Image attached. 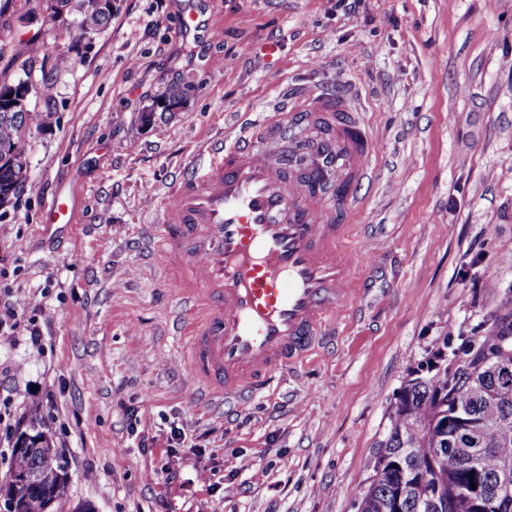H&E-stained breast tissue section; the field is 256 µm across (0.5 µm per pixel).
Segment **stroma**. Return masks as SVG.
<instances>
[{"mask_svg":"<svg viewBox=\"0 0 512 512\" xmlns=\"http://www.w3.org/2000/svg\"><path fill=\"white\" fill-rule=\"evenodd\" d=\"M201 6L211 31L185 43L174 0H116L88 39L46 0H0V82L30 76L32 110L51 113L0 209V292L19 303L0 335V477L32 429L68 473L61 512H358L410 373L484 334L512 292V0ZM60 52L74 64L59 73ZM339 78L378 144L345 249L358 291L272 395L202 403L139 228L208 142L273 112L287 85ZM167 88L183 94L169 112ZM56 195L74 199V223L45 226ZM173 425L188 446L169 445Z\"/></svg>","mask_w":512,"mask_h":512,"instance_id":"obj_1","label":"stroma"}]
</instances>
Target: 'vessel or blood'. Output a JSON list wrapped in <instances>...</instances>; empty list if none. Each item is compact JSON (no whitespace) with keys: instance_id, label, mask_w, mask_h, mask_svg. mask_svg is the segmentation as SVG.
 Here are the masks:
<instances>
[{"instance_id":"b4317fda","label":"vessel or blood","mask_w":512,"mask_h":512,"mask_svg":"<svg viewBox=\"0 0 512 512\" xmlns=\"http://www.w3.org/2000/svg\"><path fill=\"white\" fill-rule=\"evenodd\" d=\"M195 0H181L178 39H200ZM311 134L312 158L279 174L294 129ZM376 142L347 81L296 89L281 108L217 141L161 198L162 220L144 224V250L167 272L189 321V372L212 403L246 404L334 335L352 295L343 252L370 181ZM56 196L46 224L72 223Z\"/></svg>"}]
</instances>
